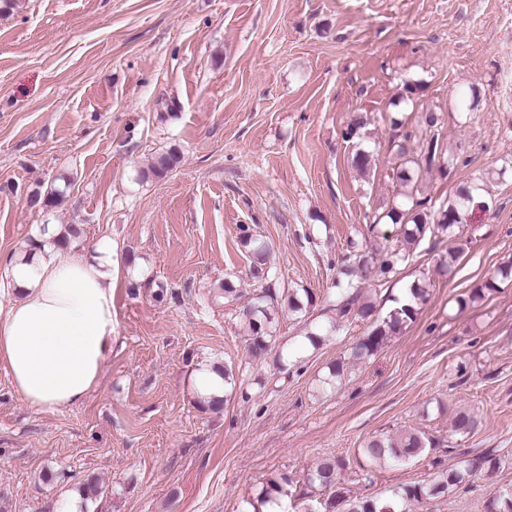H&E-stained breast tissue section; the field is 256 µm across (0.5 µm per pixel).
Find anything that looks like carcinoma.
Segmentation results:
<instances>
[{"mask_svg": "<svg viewBox=\"0 0 512 512\" xmlns=\"http://www.w3.org/2000/svg\"><path fill=\"white\" fill-rule=\"evenodd\" d=\"M414 137L405 133L397 144V157L399 163L394 172L401 185L400 200L395 202L385 213L393 224L403 226V240L397 246H386L379 254L371 259H355L353 265L348 267L347 274L352 279L346 285L336 289L334 305L331 310L341 319L351 317L368 318L375 312V304L361 291V281L376 279L385 281L396 267L409 257L411 246L415 245L426 234L436 237H448L451 246L441 255L437 263V272L441 275L450 273L457 264L463 250L460 228L465 222L469 208L477 201H485V178L481 177L470 187H466L457 195V198L436 211L430 206V199L421 196L419 184L422 174L435 167L438 158L439 144L437 137H431L424 150L415 154L412 152ZM182 161L180 152L168 149L156 154L149 168L141 172V177L162 178L178 167ZM61 196V192L51 188L45 192L33 190L28 195L30 207L48 209L54 207ZM81 237V228L77 224H67L63 227L52 243L60 248H66ZM242 242L249 248L254 259L252 276L265 283L261 293L256 295L244 306L242 317L247 327L249 337V352L253 358L261 359L271 349V342L275 337L276 324L269 310V305L278 300L276 289L269 285L270 268L266 267L268 261V247L265 242L246 233ZM512 279V262H505L498 267L494 276L475 288L468 299L460 300V305L467 302L475 303L485 296V293L498 288L502 280ZM411 300L392 309L380 319L366 336L359 339L350 349L345 360H340L329 368V377L324 384L331 386L333 382L342 378L346 369L374 355L389 337L399 333L408 323L412 322L419 311V306L427 301L428 289L425 285L415 283L409 288ZM480 421L471 411L459 409L451 418V429L459 436H469L478 427ZM430 444L425 432L409 428L403 429L382 437L368 440L363 448L362 455L372 464H401L410 459L419 457ZM499 466L497 457L488 453L476 462L468 461L465 465L453 464L441 471L431 483L408 486L394 492L384 499L354 498L347 494L342 487V472L346 469L345 459L338 456H325L319 459L306 477L308 485L329 493L327 502L307 500L301 502L299 512H407L406 506L410 502L420 503L425 499L434 498L448 492L452 487L472 480L478 472L488 469L494 470ZM292 478L286 473L271 476L263 487L258 498L249 502L251 512H260L259 506L270 501L277 502L281 497L288 495ZM78 490L85 501H94L102 494V485L99 477L89 475L80 482ZM487 512H512V490L495 492L486 502Z\"/></svg>", "mask_w": 512, "mask_h": 512, "instance_id": "1", "label": "carcinoma"}]
</instances>
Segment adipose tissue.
<instances>
[{"label":"adipose tissue","instance_id":"1","mask_svg":"<svg viewBox=\"0 0 512 512\" xmlns=\"http://www.w3.org/2000/svg\"><path fill=\"white\" fill-rule=\"evenodd\" d=\"M17 297L0 307V369L31 408L82 403L112 353V252L88 257L45 244L10 261Z\"/></svg>","mask_w":512,"mask_h":512}]
</instances>
